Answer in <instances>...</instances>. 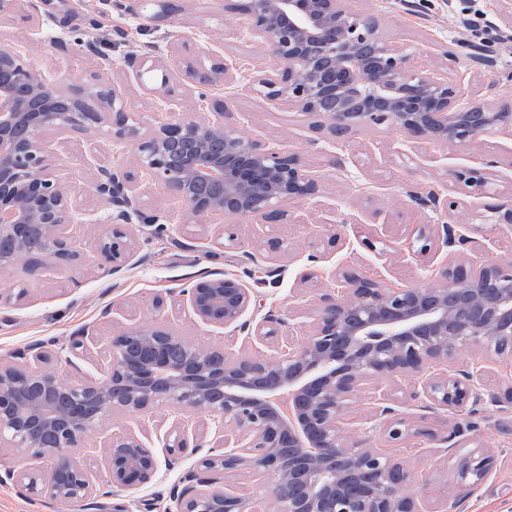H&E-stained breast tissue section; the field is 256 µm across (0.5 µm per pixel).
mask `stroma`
Instances as JSON below:
<instances>
[{"label": "stroma", "mask_w": 512, "mask_h": 512, "mask_svg": "<svg viewBox=\"0 0 512 512\" xmlns=\"http://www.w3.org/2000/svg\"><path fill=\"white\" fill-rule=\"evenodd\" d=\"M76 4L78 15L65 29L48 19L33 24L26 0H16L13 11L0 18V46L13 47L44 79L61 84L72 71L109 80L119 73L126 52L157 38L135 15L134 0H112L108 6L102 0H76ZM178 4L175 20L183 41L216 44L221 58L236 70L241 89L224 97L226 122L269 147L297 154L312 172L318 192L288 204L289 212L302 215L299 224L287 219L260 223L219 216L187 224L182 206L139 172L134 146L113 141L108 126L88 132L47 129L43 138L51 156L66 160L59 176L73 186L72 196L83 210L81 223L70 225L69 230L79 239L84 258L57 265L36 256L30 263L0 273V364L14 363L17 354L33 342L55 350L68 346L75 332L94 323L110 336L150 322L191 341L221 343V331H207L182 310L155 312L151 302L185 282L224 270H246L258 280L254 308L290 310L301 320H311L319 289L335 285L330 275L301 282L309 267L312 240L319 241L329 270L356 269L387 288L433 284L446 262L442 252L423 262L412 257L408 241L416 224H462L470 236L512 242V228L493 224L489 212L493 205H512V128L457 147L417 141L392 129H368L355 138L329 135L320 117L245 91L255 72L270 68L274 61L260 42L241 31L234 15L224 12L220 0H178ZM344 5L373 20L378 36L405 48L416 65L441 72L459 87L463 101L512 107V46L481 57L477 38L461 26L448 0H344ZM57 37L68 42L93 38L100 55L93 58L60 49L53 43ZM452 53L458 60L451 68L447 61ZM99 165L136 172L142 210L160 218L156 224L127 225L136 247L115 272L94 265L96 242L111 224L112 210L107 204L94 203L81 189ZM466 169L488 173L485 195L460 196L458 210L445 215L409 204L408 191L446 194L456 184L458 172ZM328 202L335 203L343 215L358 216V223L340 228L324 224L322 210ZM231 222L241 241L237 250L224 246L225 229ZM382 222L392 229L383 253L378 254L366 249L361 240ZM336 233L341 236L337 242L332 239ZM270 235L282 239L288 248L287 270L274 284L266 283L261 265L245 264L242 257L243 251L254 250ZM167 414V407L159 406L151 417L138 421L109 416L74 452L95 480L104 482L102 436L113 429H140L159 459L160 472L148 486L123 494L127 512H176V491L183 486L184 474L210 453L221 436L213 421L189 416L201 446L195 455L172 460L160 424ZM466 422L469 429L458 439L460 451H468L470 442H479L496 451L498 464L482 487L460 501L456 512H512V413L490 405L468 415ZM406 456L427 482L430 494L439 495L450 477L446 449L421 437L413 440ZM0 512H112V499L100 496L90 505L57 503L40 491L24 490L7 480L0 482Z\"/></svg>", "instance_id": "obj_1"}]
</instances>
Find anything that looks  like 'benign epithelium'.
Returning <instances> with one entry per match:
<instances>
[{
    "mask_svg": "<svg viewBox=\"0 0 512 512\" xmlns=\"http://www.w3.org/2000/svg\"><path fill=\"white\" fill-rule=\"evenodd\" d=\"M71 0H29L31 18L61 13L68 24ZM140 14L155 22L176 11L173 0H138ZM224 10L243 20L248 35L261 40L277 65L252 77L247 88L276 103L322 117L331 132L357 135L386 127L425 142L457 145L477 141L512 113L483 103L460 102L458 91L437 73L412 64L408 53L378 38L367 18L344 8L343 0H224ZM218 51L201 43L194 55L155 49L126 60L112 82H90L81 73L69 88L44 80L20 55L0 47V239L15 241V253L32 230L50 243L54 263L80 258L65 227L78 222L73 199L55 174L41 133L51 126L84 131L110 124L112 139L136 147L138 166L160 182L186 210L187 222L202 215L267 219L281 207L317 191L311 171L295 155L272 152L224 121V100L214 90L236 87L233 68ZM179 72L198 108L182 110L170 87ZM134 81L178 117L146 133L127 108L125 88ZM478 193L487 184L475 170L457 175ZM88 194L112 206V223L99 237V265L117 266L134 249L120 224H156L139 209L134 174L96 167ZM419 205L452 211L458 201L430 193L410 194ZM416 253L447 248L450 256L475 250L471 237L450 224H423ZM287 249L277 237L249 255L267 276L285 271ZM433 286L384 288L355 272H336L320 294L309 325L273 311L247 316L254 298L250 284L234 273L215 274L156 296V309L181 305L206 328L224 330V345L200 346L167 329L135 325L108 343L101 381L63 380L41 364L42 344L19 355L22 363L0 365V442L38 463H49L44 489L49 499L82 502L100 491L91 471L72 452L90 431L120 413L138 418L159 403L208 417L223 428L219 449L184 476L177 512H449L461 495L480 486L496 466L497 454L481 446L461 456L443 491L431 500L404 462L369 444L373 433L394 448L415 437H448L415 427L400 416L399 401L376 386L381 378H414L409 401L424 410H444L457 420L483 396L491 364L512 355V256L468 264L449 261ZM84 329L58 359L95 341ZM263 343L274 356L247 353ZM463 350L485 357L442 375L437 364L456 361ZM368 395L370 410L352 416L354 400ZM169 448L192 455L200 447L173 420ZM106 448L107 492H128L155 480L160 465L145 440L131 429L111 432ZM249 469L265 477L262 489L240 493L209 488V472L229 478Z\"/></svg>",
    "mask_w": 512,
    "mask_h": 512,
    "instance_id": "obj_1",
    "label": "benign epithelium"
}]
</instances>
